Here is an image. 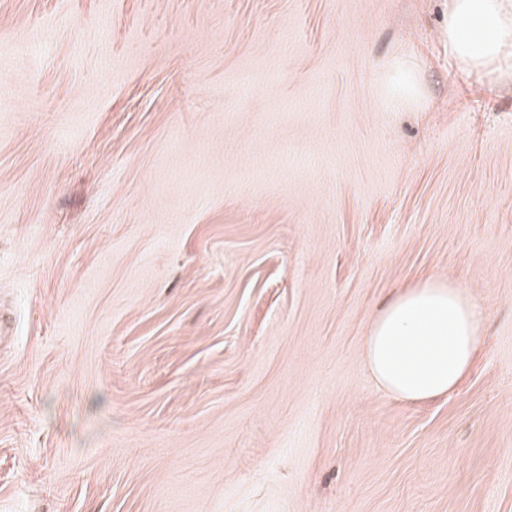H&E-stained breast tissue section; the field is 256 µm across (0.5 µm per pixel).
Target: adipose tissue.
Instances as JSON below:
<instances>
[{"instance_id":"adipose-tissue-1","label":"adipose tissue","mask_w":512,"mask_h":512,"mask_svg":"<svg viewBox=\"0 0 512 512\" xmlns=\"http://www.w3.org/2000/svg\"><path fill=\"white\" fill-rule=\"evenodd\" d=\"M448 56L488 75L512 65V0H448ZM483 320L461 284L433 279L398 290L369 326L367 364L395 398L420 403L448 395L483 342Z\"/></svg>"}]
</instances>
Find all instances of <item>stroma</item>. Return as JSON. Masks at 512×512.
I'll return each instance as SVG.
<instances>
[{
  "mask_svg": "<svg viewBox=\"0 0 512 512\" xmlns=\"http://www.w3.org/2000/svg\"><path fill=\"white\" fill-rule=\"evenodd\" d=\"M448 0H0V512H512V75ZM487 315L386 393L397 288ZM484 311L466 288L427 280L398 290L365 338L377 384L395 398L426 402L448 395L482 345Z\"/></svg>",
  "mask_w": 512,
  "mask_h": 512,
  "instance_id": "35a3bbf8",
  "label": "stroma"
}]
</instances>
